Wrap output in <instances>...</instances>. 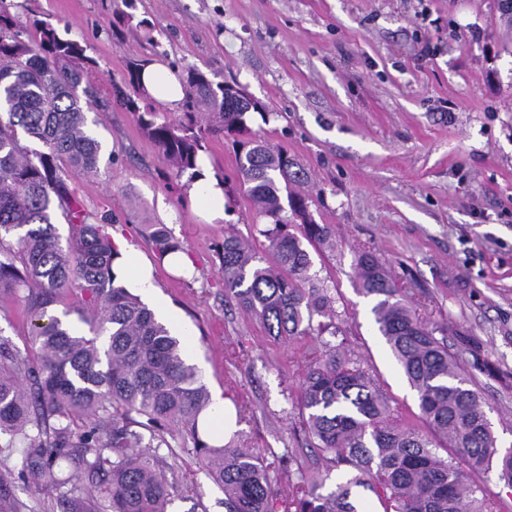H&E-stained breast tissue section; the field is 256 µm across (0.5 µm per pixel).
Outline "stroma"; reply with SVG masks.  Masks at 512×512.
Here are the masks:
<instances>
[{"mask_svg":"<svg viewBox=\"0 0 512 512\" xmlns=\"http://www.w3.org/2000/svg\"><path fill=\"white\" fill-rule=\"evenodd\" d=\"M18 24L69 26L89 47L103 91L130 58L196 67L236 80L262 102L260 136L305 172L300 191L335 249H311L312 269L336 298L335 322L353 357L418 414L416 391L379 334L369 298L354 288L357 251L374 252L415 298L420 319L448 340L478 343L493 373L471 379L493 410L499 449L512 447V28L498 0H12ZM111 151L98 177L71 181L90 207L111 213L136 258L153 252L140 224H165L190 253L185 278L155 269L167 311L189 322V347L209 391L246 403L244 447L267 460L324 468L307 447L296 397L306 351L268 336L262 322L216 287L215 246L233 233L261 247L264 219L237 191L233 133L209 136L205 160L234 188L221 224H203L182 182L131 114L96 112ZM183 489L169 512H224V494L193 455L160 449ZM22 457L0 451V512H63L28 493ZM199 486L202 497L188 485Z\"/></svg>","mask_w":512,"mask_h":512,"instance_id":"1","label":"stroma"}]
</instances>
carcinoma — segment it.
Masks as SVG:
<instances>
[{"label": "carcinoma", "instance_id": "cac0c4a2", "mask_svg": "<svg viewBox=\"0 0 512 512\" xmlns=\"http://www.w3.org/2000/svg\"><path fill=\"white\" fill-rule=\"evenodd\" d=\"M68 34L46 20L34 21L31 33L21 30L0 0V299L16 298L30 319L25 348L0 337V448L22 455L33 476L30 494L55 491L66 512H92L62 491L70 481L58 467L64 458L91 480L110 512H167L176 476L143 447L172 452L190 443L224 491L225 512H358V487L371 491L383 512H500L475 477L492 471L512 489V448H497L490 407L470 387L447 337L423 324L371 252L356 258V290L374 300L375 324L417 392L425 428L346 355V338L333 323L335 298L311 272L308 251L331 240V226L317 223L308 198L292 188L302 177L297 163L248 126L253 111L266 118L265 108L237 96V83H215L190 68L185 120L162 119L140 90L146 61L137 58L124 76L133 94L116 85L107 99L88 78L95 61L87 47ZM113 104L133 116L175 177L189 183L198 177L206 135L242 136L238 187L267 219L258 230L265 243L259 251L235 234L224 236V298L290 346L320 344L299 382L298 402L315 453L345 468L329 492L328 471L276 468L231 441L215 446L202 439L198 418L211 395L199 367L119 281L112 214L90 209L69 184L72 173L99 175L102 144L87 113ZM201 106L210 109L206 126L195 120ZM20 130L42 149L21 144ZM59 215L68 225L65 238L55 225ZM139 231L159 262L185 250L165 224H141ZM72 294L80 296L78 307L61 318L47 314ZM73 312L85 328L68 320ZM457 343L474 367H488L480 346L464 336Z\"/></svg>", "mask_w": 512, "mask_h": 512}]
</instances>
